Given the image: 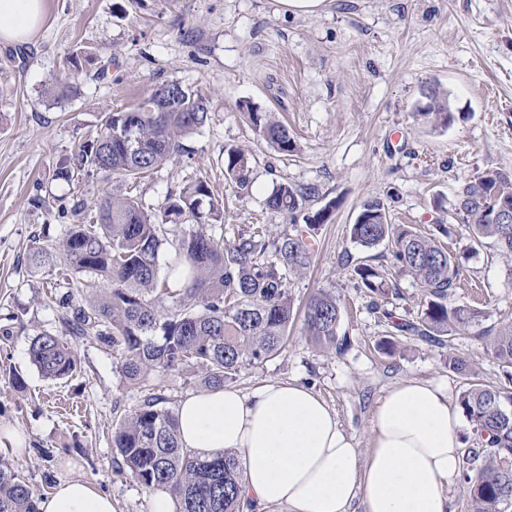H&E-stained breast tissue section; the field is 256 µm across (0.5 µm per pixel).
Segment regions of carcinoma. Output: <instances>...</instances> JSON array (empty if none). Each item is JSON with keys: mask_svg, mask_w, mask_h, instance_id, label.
Masks as SVG:
<instances>
[{"mask_svg": "<svg viewBox=\"0 0 512 512\" xmlns=\"http://www.w3.org/2000/svg\"><path fill=\"white\" fill-rule=\"evenodd\" d=\"M162 84L137 106L112 112L97 135L84 142L72 159L59 161L57 175L71 180L75 172L102 173L140 183L182 150V137L208 121L205 100L183 89L179 103L164 112ZM448 93L430 87L415 106V120L433 127L453 121ZM246 119L256 135L281 153L297 143L288 126L272 113L249 104ZM252 155L229 149L224 171L238 184L249 182ZM312 192L279 184L266 199L267 209L292 218L291 229L277 238L264 224L237 233L229 243L202 231L169 237L168 224L183 216L219 222L224 202L208 182L199 178L169 194L153 212L130 195L109 194L100 200L98 219L72 225L60 244H46L33 254L35 263L60 265L111 283L94 293L85 305L60 299L63 320L74 336H95L121 349V371L131 382L145 383L170 372L193 368L201 382L221 389L247 367H259L277 356L288 341L296 319L310 339L323 349L339 345L340 299L319 290L302 309L287 287V277L310 266L311 238L330 217L336 201L316 212L302 213ZM512 208V172L494 170L463 184L451 204L472 227L478 244L491 239L504 255H512V224L500 223L497 211ZM351 239L364 248L386 244L395 268L422 288L417 316H396L385 308L399 295L397 284L377 267L358 263L354 287L373 295L372 307L381 313L395 336H413L445 344V338L482 325L483 312L455 305L459 267L455 256L431 234L389 221L383 202L363 204L350 229ZM170 248L181 263L178 285L158 279L159 257ZM476 336L489 342L490 352L507 368L504 382L488 385L472 380L458 404L471 425L472 448L463 457L458 485L472 512H499L512 501V321L484 328ZM32 364L49 379H65L77 370L73 347L48 332L29 344ZM165 397L150 393L112 434L117 466L147 489L164 488L175 498L177 512H243V467L230 452L202 460L182 446L177 415L162 406ZM38 496L29 484L0 461V512H37Z\"/></svg>", "mask_w": 512, "mask_h": 512, "instance_id": "1", "label": "carcinoma"}]
</instances>
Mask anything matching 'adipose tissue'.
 <instances>
[{
    "label": "adipose tissue",
    "mask_w": 512,
    "mask_h": 512,
    "mask_svg": "<svg viewBox=\"0 0 512 512\" xmlns=\"http://www.w3.org/2000/svg\"><path fill=\"white\" fill-rule=\"evenodd\" d=\"M44 0H0V42L28 41ZM183 447L209 458L230 451L244 470L253 512H450L461 467V411L447 386L405 380L379 399L368 450L357 448L313 390L273 380L242 392L211 390L178 407ZM38 512H114L87 481L59 482Z\"/></svg>",
    "instance_id": "obj_1"
}]
</instances>
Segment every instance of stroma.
Instances as JSON below:
<instances>
[{
  "mask_svg": "<svg viewBox=\"0 0 512 512\" xmlns=\"http://www.w3.org/2000/svg\"><path fill=\"white\" fill-rule=\"evenodd\" d=\"M103 67L107 76L97 78ZM67 74L76 91L54 101L53 83ZM170 81L208 101L209 120L184 138L182 155L140 182L147 207L205 178L224 201L230 240L252 224L276 236L290 229V217L265 205L279 184L315 188L309 212L338 203L314 237L310 268L289 287L299 303L320 289L339 298L342 351L320 349L294 328L279 356L238 374L236 389L271 379L306 384L364 449L376 403L394 384L435 381L460 396L466 380L449 368V354L464 357L482 382L502 381L500 363L473 334L443 346L393 337L369 294L353 288L354 263L392 271L401 293L388 307L396 314L415 317L421 290L392 270L387 246L360 247L350 226L374 198L392 223L425 233L446 225L442 243L461 260L453 303L482 310L486 327L512 321V257L474 246L451 211L462 183L512 171V0H326L313 15L288 13L278 0H45L26 43H0V427L24 438L21 451L0 447V461L35 494L80 476L111 495L114 512H152L154 491L117 468L112 432L147 392L174 410L202 390L185 371L146 388L127 382L116 348L69 337L60 318L62 294L84 304L94 276L30 262L35 247L62 239L70 224L96 220L106 192L124 190L115 177L58 179V162L76 155L103 116ZM430 84L448 92L451 126L412 119ZM244 101L285 121L296 151L258 141L237 109ZM231 148L255 156L247 185L224 172ZM55 279L65 288L52 287ZM45 331L70 338L81 359L76 377L52 381L31 364L30 339Z\"/></svg>",
  "mask_w": 512,
  "mask_h": 512,
  "instance_id": "35a3bbf8",
  "label": "stroma"
}]
</instances>
